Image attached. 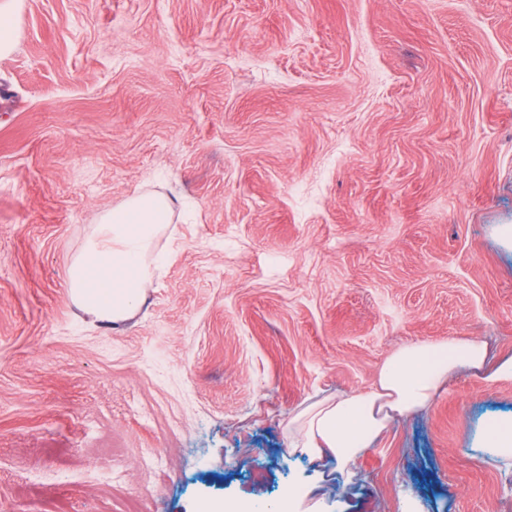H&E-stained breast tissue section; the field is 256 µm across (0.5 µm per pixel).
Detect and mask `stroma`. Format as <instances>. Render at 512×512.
<instances>
[{
    "label": "stroma",
    "instance_id": "stroma-1",
    "mask_svg": "<svg viewBox=\"0 0 512 512\" xmlns=\"http://www.w3.org/2000/svg\"><path fill=\"white\" fill-rule=\"evenodd\" d=\"M0 55V512H512L462 370L352 465L291 413L416 341L512 357V0H22ZM167 261L112 328L67 271L138 192ZM147 456L162 458L146 470Z\"/></svg>",
    "mask_w": 512,
    "mask_h": 512
}]
</instances>
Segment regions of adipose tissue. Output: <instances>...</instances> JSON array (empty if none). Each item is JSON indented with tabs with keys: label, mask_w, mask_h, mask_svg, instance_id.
I'll list each match as a JSON object with an SVG mask.
<instances>
[{
	"label": "adipose tissue",
	"mask_w": 512,
	"mask_h": 512,
	"mask_svg": "<svg viewBox=\"0 0 512 512\" xmlns=\"http://www.w3.org/2000/svg\"><path fill=\"white\" fill-rule=\"evenodd\" d=\"M172 214L160 193L133 195L102 214L68 270L74 304L115 326L131 318L146 298L149 257ZM485 361L486 347L476 340L407 344L384 362L371 389L318 400L289 418L291 449L314 461L334 459L345 470L391 420L429 408L455 372L482 370Z\"/></svg>",
	"instance_id": "obj_1"
}]
</instances>
